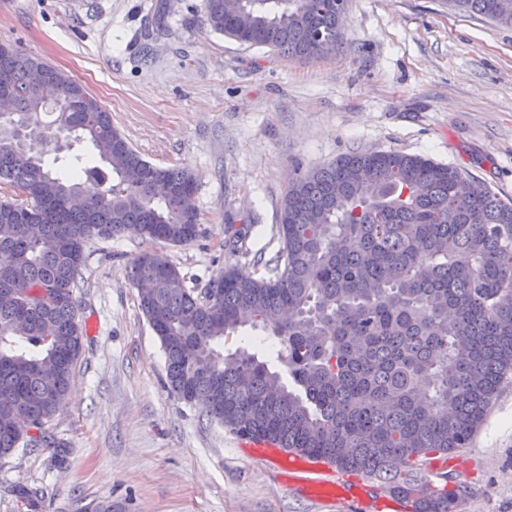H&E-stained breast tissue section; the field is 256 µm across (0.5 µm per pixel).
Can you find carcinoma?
<instances>
[{
  "mask_svg": "<svg viewBox=\"0 0 512 512\" xmlns=\"http://www.w3.org/2000/svg\"><path fill=\"white\" fill-rule=\"evenodd\" d=\"M512 26V0H448ZM208 27L241 43L317 58L336 51V4L205 0ZM330 38L327 50L317 32ZM70 86L45 101L43 82ZM0 183L21 189L41 232L0 201V459L63 403L83 328L74 298L85 243L138 236L187 245L196 178L151 165L80 85L0 45ZM56 129H42V116ZM88 141L95 154L73 152ZM54 154L53 163L44 157ZM457 168L355 149L292 180L269 277L239 266L184 287L157 252L131 283L160 340L167 387L235 435H257L378 479L413 512H456L466 487L434 483L438 455L466 448L512 376V199ZM87 190L84 206L67 200ZM250 326L279 339L284 370L216 344Z\"/></svg>",
  "mask_w": 512,
  "mask_h": 512,
  "instance_id": "1",
  "label": "carcinoma"
}]
</instances>
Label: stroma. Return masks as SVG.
<instances>
[{
  "label": "stroma",
  "mask_w": 512,
  "mask_h": 512,
  "mask_svg": "<svg viewBox=\"0 0 512 512\" xmlns=\"http://www.w3.org/2000/svg\"><path fill=\"white\" fill-rule=\"evenodd\" d=\"M344 46L288 57L211 31L205 0H0V44L80 84L146 160L197 177L200 236L151 245L93 239L74 294L83 346L54 446L0 459V512H408L400 501L327 504L288 489L235 436L166 387V360L128 271L156 249L204 291L225 267L266 275L296 168L356 148L421 154L512 198V27L448 0H350ZM161 33L141 53L149 21ZM242 230L249 257L230 250ZM442 468L470 493L459 512H512V379L468 448Z\"/></svg>",
  "instance_id": "stroma-1"
}]
</instances>
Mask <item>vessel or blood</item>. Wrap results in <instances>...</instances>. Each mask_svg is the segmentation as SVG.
I'll list each match as a JSON object with an SVG mask.
<instances>
[{
    "instance_id": "obj_1",
    "label": "vessel or blood",
    "mask_w": 512,
    "mask_h": 512,
    "mask_svg": "<svg viewBox=\"0 0 512 512\" xmlns=\"http://www.w3.org/2000/svg\"><path fill=\"white\" fill-rule=\"evenodd\" d=\"M238 447L247 449L250 456L267 460L278 469L304 474L312 495L320 501L333 503L347 498H367L373 492L372 484L365 479L351 480L340 476L324 460L315 456L285 453L276 441L241 435Z\"/></svg>"
}]
</instances>
